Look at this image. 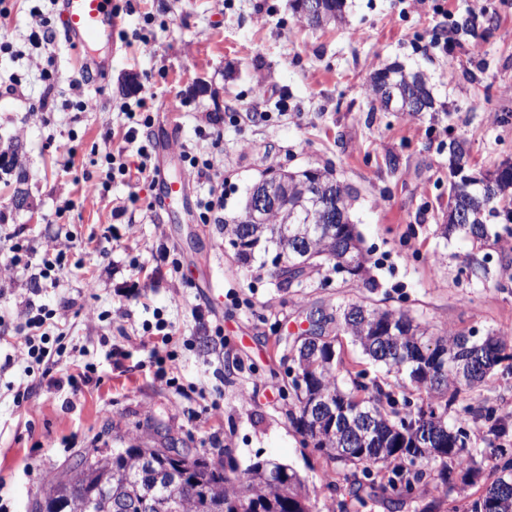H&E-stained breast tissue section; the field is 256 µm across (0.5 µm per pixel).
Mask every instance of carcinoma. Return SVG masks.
Here are the masks:
<instances>
[{
  "mask_svg": "<svg viewBox=\"0 0 512 512\" xmlns=\"http://www.w3.org/2000/svg\"><path fill=\"white\" fill-rule=\"evenodd\" d=\"M372 105L404 112L411 103L434 99L427 83L416 84V76L399 68L375 72L369 83ZM449 153L453 168L468 163L465 143L452 140ZM291 197L303 193L304 181H321L336 194L334 224H290L288 236L281 234L284 215L268 217L259 248L273 252L270 275L282 287L302 282L307 270L324 263L338 274L362 277L369 272V252L351 221L357 195L337 180L333 169H314L309 175L285 171L281 174ZM496 197L512 201V167L485 171L480 180L466 188L448 210L444 237L462 231L478 249L500 233H490V210L471 211L462 217L467 201ZM247 210L224 220V236L235 246L240 263L247 265L256 248L235 240L243 237L246 225L239 223ZM308 241L315 257L306 266L277 264L279 250L296 251L297 242ZM324 324L336 335L321 330L302 338L291 356L286 377L295 397L290 423L304 438V445L321 452L335 464L350 465L343 474L346 486L325 474L324 488L333 496L342 491L360 504L365 496L379 495L400 509L415 486L429 476L428 466L438 461L443 467L441 485L448 493L453 476L462 486L474 484L481 461H491L490 482L473 502L472 512H512V455L487 457L469 447L468 423L491 424L497 438L509 434L497 409L467 404L461 417L448 423V409L460 404L461 395L494 380L503 362L512 375V336L444 330L434 334L403 310L382 309L357 303H339L322 313ZM351 339L374 363L395 377L385 386L367 378L363 369L341 371L336 353V336ZM414 390L426 396V406L412 407L406 395ZM175 460L158 448L131 445L81 456L54 483L45 496L31 504V512H83L81 504L93 499L92 512H319L304 479L289 465L275 459H256L239 468L230 449L224 462H216L190 449L177 451ZM180 463L186 467L184 484L167 482L168 470Z\"/></svg>",
  "mask_w": 512,
  "mask_h": 512,
  "instance_id": "cac0c4a2",
  "label": "carcinoma"
}]
</instances>
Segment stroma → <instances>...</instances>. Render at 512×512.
I'll return each mask as SVG.
<instances>
[{"instance_id":"obj_1","label":"stroma","mask_w":512,"mask_h":512,"mask_svg":"<svg viewBox=\"0 0 512 512\" xmlns=\"http://www.w3.org/2000/svg\"><path fill=\"white\" fill-rule=\"evenodd\" d=\"M0 39L24 50L0 56V319L19 322L25 303L72 302L54 376L86 362L98 382L70 388L41 384L42 365L23 345L0 346V504L28 512L76 456L92 448L159 446L163 436L213 459L232 450L240 466L271 457L305 479L318 505L336 508L322 487L331 465L288 421L282 373L310 313L364 302L403 309L433 329L512 336V237L487 246L489 275L468 277L473 250L461 234L443 237L448 208V144L467 141L470 161L490 169L512 159V0H345L342 23H300L291 0H114L119 25L112 65L87 87L96 105L64 109L69 79L82 71V51L64 37L31 50L29 0H8ZM492 13L476 36L455 20ZM151 16L153 46L128 36ZM445 27L454 52L432 47ZM422 72L435 105L427 112L370 110L367 82L392 63ZM61 75L54 103L39 107L41 72ZM138 79L127 88L128 75ZM266 88L255 98L256 85ZM146 100L148 130L160 150L151 163L178 178L184 148L224 156V217L269 169L332 168L358 199L351 218L375 263V285L323 267L301 286L279 287L261 260L238 263L220 225L200 223L203 180H191L170 211L154 207L155 185L114 182L93 195L95 154L116 150L123 104ZM251 112L234 126L225 116ZM221 117L220 138L197 135L207 116ZM72 141V162L56 146ZM27 199L18 207L16 194ZM138 203H131V195ZM71 207L64 217L55 211ZM25 239L40 260L67 239L65 268L54 287L32 291L9 263ZM96 277L88 293L87 277ZM173 327L171 341L145 335L154 312ZM176 382L160 383L159 370ZM32 387L28 400L17 389Z\"/></svg>"}]
</instances>
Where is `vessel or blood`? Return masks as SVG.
<instances>
[{
  "label": "vessel or blood",
  "mask_w": 512,
  "mask_h": 512,
  "mask_svg": "<svg viewBox=\"0 0 512 512\" xmlns=\"http://www.w3.org/2000/svg\"><path fill=\"white\" fill-rule=\"evenodd\" d=\"M61 18L66 39L75 46L86 47L88 53L83 66L89 71L106 67L91 48L101 43H111L118 26L112 0H61Z\"/></svg>",
  "instance_id": "1"
}]
</instances>
